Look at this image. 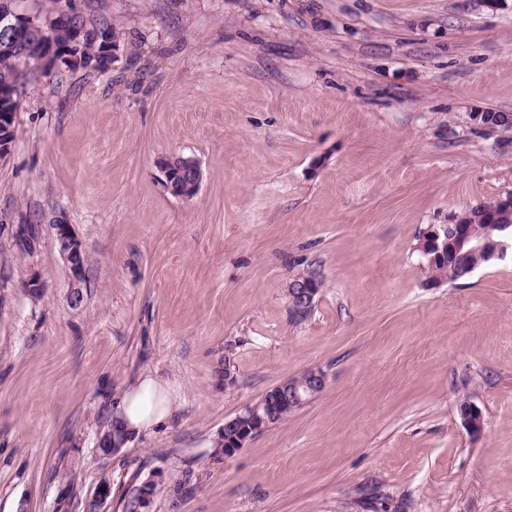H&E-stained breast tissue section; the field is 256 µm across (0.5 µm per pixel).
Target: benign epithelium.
<instances>
[{"instance_id": "obj_1", "label": "benign epithelium", "mask_w": 512, "mask_h": 512, "mask_svg": "<svg viewBox=\"0 0 512 512\" xmlns=\"http://www.w3.org/2000/svg\"><path fill=\"white\" fill-rule=\"evenodd\" d=\"M17 0H7L6 7H0V52L9 53L22 42L30 40L31 32L38 34L37 48L40 49L41 66L45 71L59 69L63 63L81 67L86 60L100 69H106L121 47L117 31H103V40L96 44V51H86L85 27L75 22L71 15L58 10L31 15L16 7ZM20 92V85L10 79L0 80V158L8 155L15 139L17 113L10 111V104ZM164 188L181 198L193 197L201 183L202 171L199 162L192 157L172 156L159 163ZM488 232H478L465 223L464 215L458 214L450 224H431L420 236L417 250L430 265L448 258L459 261L461 275L469 276L482 267L504 259L512 251V232L507 234L506 224L498 223V216L488 214ZM53 231L59 253L70 274L68 298L78 305L83 299L81 283L84 272L82 243L72 225L54 220ZM322 290L321 280L310 275L296 276L287 288L288 309L295 321L310 317ZM327 374L321 368H311L298 375L279 382L258 399L245 406L234 417L224 421V433L218 435L217 446L224 449V457L234 456L256 437L273 427L278 416L291 413L308 404L326 387ZM464 427L472 434L479 435L485 429L483 413L463 401L459 407ZM131 439L121 429L117 419L100 432L98 448L104 455L118 453ZM156 483L144 482L136 489L138 512H149V505Z\"/></svg>"}]
</instances>
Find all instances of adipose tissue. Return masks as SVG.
<instances>
[{
	"label": "adipose tissue",
	"mask_w": 512,
	"mask_h": 512,
	"mask_svg": "<svg viewBox=\"0 0 512 512\" xmlns=\"http://www.w3.org/2000/svg\"><path fill=\"white\" fill-rule=\"evenodd\" d=\"M171 389L158 379L145 376L118 399L116 416L134 437L151 435L173 414Z\"/></svg>",
	"instance_id": "1"
}]
</instances>
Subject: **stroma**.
I'll use <instances>...</instances> for the list:
<instances>
[{
  "label": "stroma",
  "mask_w": 512,
  "mask_h": 512,
  "mask_svg": "<svg viewBox=\"0 0 512 512\" xmlns=\"http://www.w3.org/2000/svg\"><path fill=\"white\" fill-rule=\"evenodd\" d=\"M59 5L121 49L31 76L0 159V512H86L105 480L107 512L148 480L150 512H512V258L431 288L416 250L512 193V127L474 122L512 117V0ZM174 154L201 164L192 198L162 185ZM56 219L83 247L77 306ZM299 273L323 282L303 322ZM317 367L313 401L215 451L225 419ZM146 374L174 417L102 456ZM321 282L310 275L296 276L290 280L287 296L288 309L293 320L304 321L310 317L322 290ZM459 412L464 427L471 434L479 435L484 431L486 424L485 418L479 409L463 401L460 404Z\"/></svg>",
  "instance_id": "1"
}]
</instances>
